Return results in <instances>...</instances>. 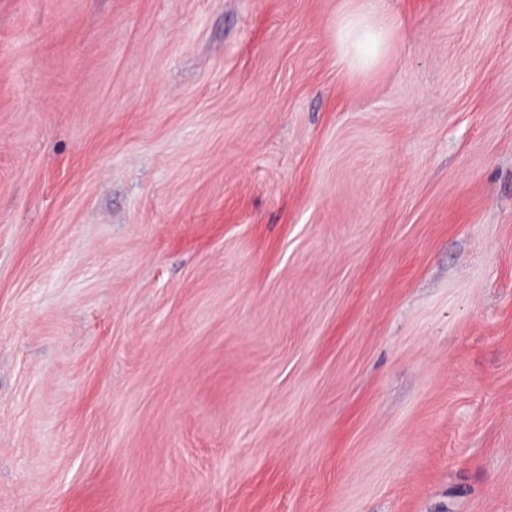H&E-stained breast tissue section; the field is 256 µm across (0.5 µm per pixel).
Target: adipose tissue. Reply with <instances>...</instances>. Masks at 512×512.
<instances>
[{
	"label": "adipose tissue",
	"mask_w": 512,
	"mask_h": 512,
	"mask_svg": "<svg viewBox=\"0 0 512 512\" xmlns=\"http://www.w3.org/2000/svg\"><path fill=\"white\" fill-rule=\"evenodd\" d=\"M381 7L382 0H366L360 10L347 14L338 24L341 55L358 68H369L386 48L387 32L375 21Z\"/></svg>",
	"instance_id": "obj_1"
}]
</instances>
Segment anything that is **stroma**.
<instances>
[{"instance_id": "1", "label": "stroma", "mask_w": 512, "mask_h": 512, "mask_svg": "<svg viewBox=\"0 0 512 512\" xmlns=\"http://www.w3.org/2000/svg\"><path fill=\"white\" fill-rule=\"evenodd\" d=\"M0 0V512H512V0ZM359 11L344 16L338 24L336 36L343 58L350 57L360 69L369 68L384 52L387 31L375 17L381 10V0H366Z\"/></svg>"}]
</instances>
